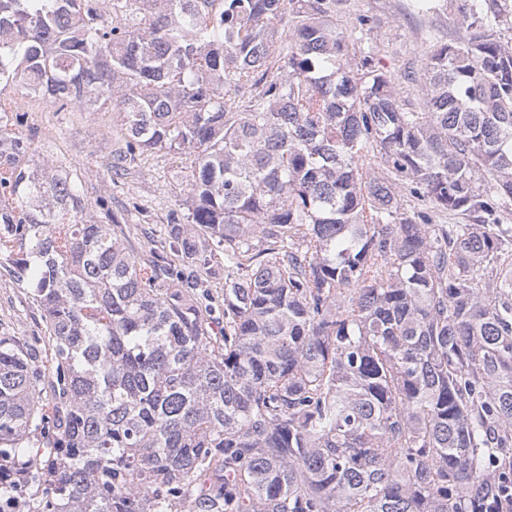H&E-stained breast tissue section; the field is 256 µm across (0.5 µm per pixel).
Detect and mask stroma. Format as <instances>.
<instances>
[{
    "label": "stroma",
    "mask_w": 512,
    "mask_h": 512,
    "mask_svg": "<svg viewBox=\"0 0 512 512\" xmlns=\"http://www.w3.org/2000/svg\"><path fill=\"white\" fill-rule=\"evenodd\" d=\"M369 17L362 28L360 17ZM333 17L352 40L368 44L374 58L388 74L406 108L418 109L419 100L400 77L416 68L432 40L454 38V23L444 15L420 16L412 0H338ZM24 119L18 129L34 134L36 156L71 169L86 170L85 202L91 215H99L96 199L103 182L109 181V165L118 146L120 122L113 112H53L46 120L28 118L33 98L16 94ZM186 171L176 158L149 157L145 166L131 168L112 191V210L126 216L127 233L135 246L150 248L155 231L166 222L175 205ZM0 328L26 339L40 336L38 317L25 299L22 288L0 277Z\"/></svg>",
    "instance_id": "35a3bbf8"
}]
</instances>
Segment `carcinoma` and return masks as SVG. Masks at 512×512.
<instances>
[{
	"label": "carcinoma",
	"mask_w": 512,
	"mask_h": 512,
	"mask_svg": "<svg viewBox=\"0 0 512 512\" xmlns=\"http://www.w3.org/2000/svg\"><path fill=\"white\" fill-rule=\"evenodd\" d=\"M331 2L0 0V275L54 376L0 332L24 512H512V3L414 2L455 36L407 110ZM8 88L121 117L100 218ZM154 154L146 253L110 203ZM186 171L176 158L152 156L144 167L131 168L118 187L112 189V212L127 218V234L136 247L148 251L153 247L151 240L160 239L159 230L166 224L168 211L174 208L175 194L181 188ZM133 202L138 205L137 211L131 207Z\"/></svg>",
	"instance_id": "obj_1"
}]
</instances>
